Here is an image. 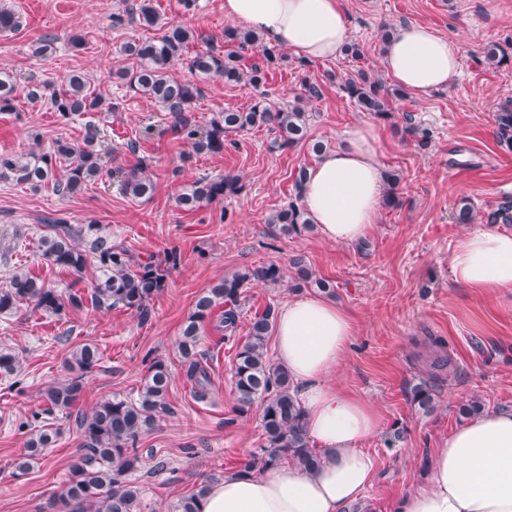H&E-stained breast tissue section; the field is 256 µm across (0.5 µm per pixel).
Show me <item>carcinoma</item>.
<instances>
[{
  "mask_svg": "<svg viewBox=\"0 0 512 512\" xmlns=\"http://www.w3.org/2000/svg\"><path fill=\"white\" fill-rule=\"evenodd\" d=\"M112 27L137 25L152 29L159 26V16L152 0H132L122 11L110 16ZM19 26V17L10 7L0 2V33L11 32ZM158 37L138 38L127 42L122 53L134 60L131 67L115 72L125 88V94L144 96L170 112L171 131L186 141L197 155H215L224 152L229 134L265 127L276 134L275 143L288 147L304 143L316 156L327 151L321 140L310 142L307 137V114L297 104L283 108L269 95L260 92L244 110H226L212 115L202 129L184 117L195 98L201 96L197 84L176 78L170 72L171 62L180 58L188 43L195 38L193 31L175 23L164 24ZM225 50L208 47L188 60L191 73L202 78L219 77L226 85L248 83L261 88L266 80V68L275 63L274 48L263 44L250 30L227 27L224 29ZM251 49L262 52V62L244 68L242 53ZM487 64L502 67L512 65V56L498 45L484 49ZM343 90L358 108L375 117L388 120L393 112L389 100L402 98L406 92L395 87L391 90L375 73L358 69L345 78ZM32 98L47 99L48 106L64 122H70L89 112H115L120 99L106 97L89 90V81L81 72L64 76L49 92L32 90ZM16 82L13 75L0 73V112L16 111ZM405 130L413 135L418 145L425 147L431 141V131L413 125L406 114ZM494 122L498 142L512 150V100L496 107ZM85 136L80 143L56 140L46 151L31 150L20 155H0V179L37 187L53 182L54 191L62 196L82 192L88 184L108 174L101 153L97 149L98 129L85 124ZM147 166L139 163L124 173L120 188L134 198L149 196L154 182L146 173ZM242 189L239 177L231 175H204L182 187L176 201L185 210H193L203 203L224 200ZM457 224H473L476 212L468 200L461 201L453 213ZM485 224H512V202L505 201L484 215ZM47 232L41 236V257L49 265L76 275L87 267L95 269V281L89 293L71 289L52 288L29 273L16 272L0 286V315H8L26 304L43 314L60 316L70 308H81L86 303L96 309H125L148 316L150 301L165 288L169 270L177 266V253L170 252L164 259L150 255L135 256L121 243L112 240L102 225L91 220L85 224H71L64 218L45 219ZM273 236L300 234L310 231L313 224L302 204L290 202L280 208L269 220ZM290 288H317L323 292L330 285L313 276L305 260L296 256L290 261ZM284 281V272L275 263L261 264L234 272L217 280L201 292L193 313L186 319L178 342V351L186 370V381L191 385L198 401L209 399L214 389L210 365L203 361L199 350L201 328L206 320L221 309L217 330L232 334L237 326L241 300L246 288L257 285L278 284ZM272 308L251 318L246 340L237 346L234 365V409L240 416L258 412L264 436V445L254 451L245 468L259 470L279 466L290 458L307 471L315 469L317 455L305 428L304 410L295 395L292 378L282 367L267 357L266 344L274 328ZM101 351L93 343L76 348L69 359L71 376L61 382L47 385L41 391L45 407L32 413V420L23 421L18 429L31 430L24 452L14 461L17 472H28L36 460L56 441V431L44 419L57 410L72 408L84 390V376L100 366ZM19 361L12 349L0 345V376L19 384L14 379ZM171 374L162 359L150 362L147 374L138 388L137 396L115 394L98 402L90 412L76 415V428L82 436V446L69 466L57 499L59 512H136L141 487L131 474L141 466L137 444L142 431L150 427L157 413L168 410V389ZM436 386L422 380L407 390L410 401L421 410L431 412L436 406ZM205 486L171 503V512H199L198 503Z\"/></svg>",
  "mask_w": 512,
  "mask_h": 512,
  "instance_id": "obj_1",
  "label": "carcinoma"
}]
</instances>
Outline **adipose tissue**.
<instances>
[{
	"mask_svg": "<svg viewBox=\"0 0 512 512\" xmlns=\"http://www.w3.org/2000/svg\"><path fill=\"white\" fill-rule=\"evenodd\" d=\"M224 18L309 62L337 58L351 25L344 0H224ZM382 63L395 84L428 95L457 77L459 41L408 23L384 42ZM379 155L378 131L359 125L310 167L301 203L326 240L355 243L375 223L386 183ZM449 265L461 287L512 294V231H468ZM353 333L350 314L324 299H296L279 312L275 358L300 386L319 462L311 472L292 464L225 473L208 486L200 512H370L364 493L376 461L363 443L378 433L380 412L330 384ZM393 512H512V410L483 413L442 438L426 478L397 500Z\"/></svg>",
	"mask_w": 512,
	"mask_h": 512,
	"instance_id": "1",
	"label": "adipose tissue"
}]
</instances>
